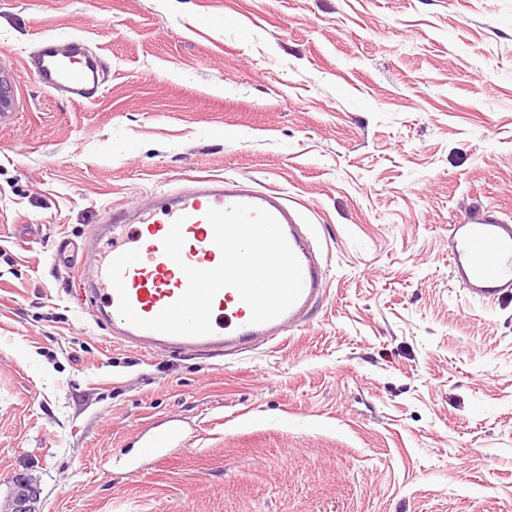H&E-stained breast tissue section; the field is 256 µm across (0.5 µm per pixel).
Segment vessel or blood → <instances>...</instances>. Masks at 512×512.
Segmentation results:
<instances>
[{"instance_id": "vessel-or-blood-1", "label": "vessel or blood", "mask_w": 512, "mask_h": 512, "mask_svg": "<svg viewBox=\"0 0 512 512\" xmlns=\"http://www.w3.org/2000/svg\"><path fill=\"white\" fill-rule=\"evenodd\" d=\"M35 72L45 87L59 89L74 103L94 99L105 83L99 57L85 41H59L51 35L38 41ZM236 203L262 207L281 224L303 273L299 299L278 318L254 324L251 312L238 293L221 290L212 305L213 331L205 336H180L145 330L126 322L118 312V295L107 275L111 261L128 250H137L139 261L129 266L124 284L138 315L151 318L173 303L186 289L182 265L199 269L216 267L221 252L213 242V230L205 214ZM183 219L185 244L181 262L166 256L162 240L176 219ZM451 242L448 262L459 288L474 301L492 303L512 294V220L493 206L479 202L461 210L448 228ZM95 246L83 248L61 240L55 251L57 263L76 266L80 288L98 324L109 329L113 340L145 351L173 354L221 355L244 352L281 339L301 325L327 289L325 270L318 250L298 225L296 209L280 191H261L244 180L199 178L194 186L159 197L149 207L128 213L110 212L95 229ZM184 428L175 422L164 427L147 425L137 437L136 462L163 459L168 449L185 446Z\"/></svg>"}]
</instances>
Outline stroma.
Listing matches in <instances>:
<instances>
[{
  "label": "stroma",
  "mask_w": 512,
  "mask_h": 512,
  "mask_svg": "<svg viewBox=\"0 0 512 512\" xmlns=\"http://www.w3.org/2000/svg\"><path fill=\"white\" fill-rule=\"evenodd\" d=\"M45 34L96 99L39 82ZM0 72V504L23 475L38 512H512V296L448 268L461 208L512 217V0H0ZM210 176L288 197L326 298L247 352L115 343L53 240ZM169 420L187 446L131 474ZM35 72L41 84L64 91L77 104L98 96L106 82L99 57L80 38L63 43L52 35L42 36Z\"/></svg>",
  "instance_id": "stroma-1"
}]
</instances>
